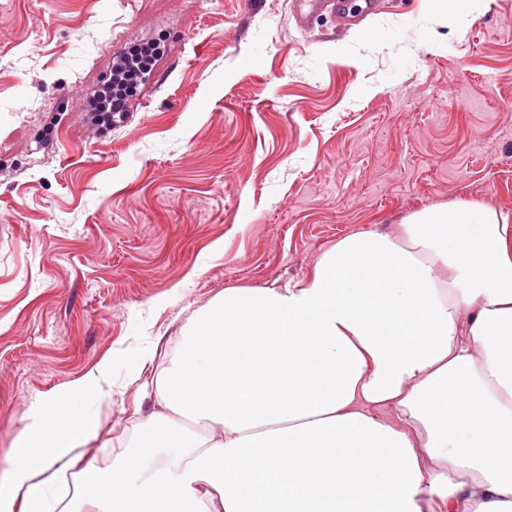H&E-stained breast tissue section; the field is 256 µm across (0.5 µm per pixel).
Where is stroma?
Returning <instances> with one entry per match:
<instances>
[{
	"instance_id": "1",
	"label": "stroma",
	"mask_w": 512,
	"mask_h": 512,
	"mask_svg": "<svg viewBox=\"0 0 512 512\" xmlns=\"http://www.w3.org/2000/svg\"><path fill=\"white\" fill-rule=\"evenodd\" d=\"M149 41L131 118L98 136L85 95ZM465 200L512 215V0L303 28L292 0H0V460L33 399L106 358L112 458L193 311Z\"/></svg>"
}]
</instances>
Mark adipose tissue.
I'll return each instance as SVG.
<instances>
[{
    "label": "adipose tissue",
    "mask_w": 512,
    "mask_h": 512,
    "mask_svg": "<svg viewBox=\"0 0 512 512\" xmlns=\"http://www.w3.org/2000/svg\"><path fill=\"white\" fill-rule=\"evenodd\" d=\"M179 349L107 466L108 364L32 400L0 512H512V221L485 203L225 289Z\"/></svg>",
    "instance_id": "adipose-tissue-1"
}]
</instances>
